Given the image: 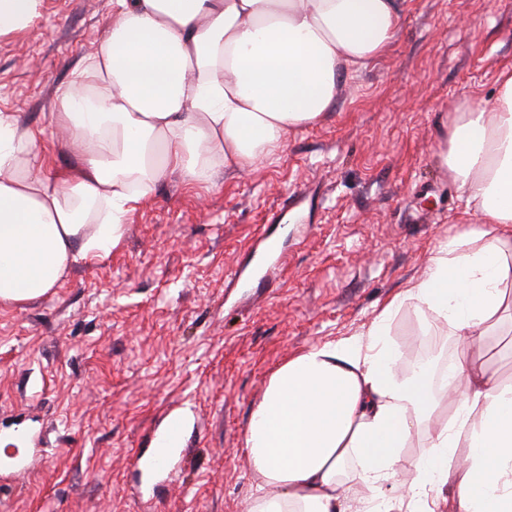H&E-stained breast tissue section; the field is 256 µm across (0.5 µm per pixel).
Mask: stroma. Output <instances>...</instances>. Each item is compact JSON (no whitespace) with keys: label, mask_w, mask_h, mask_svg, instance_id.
<instances>
[{"label":"stroma","mask_w":512,"mask_h":512,"mask_svg":"<svg viewBox=\"0 0 512 512\" xmlns=\"http://www.w3.org/2000/svg\"><path fill=\"white\" fill-rule=\"evenodd\" d=\"M112 24V0H41L0 34V113L42 132L54 165L77 155L48 116ZM512 66V0H408L386 53L347 79L325 118L274 161L214 185L178 176L126 218L119 247L74 264L40 299L0 306V512H242L244 444L271 373L307 348L365 332L424 276L439 241L477 230L442 170L438 126L492 99ZM480 348L512 385V280ZM414 305L388 324L406 358L431 337L434 371L460 351ZM186 413L180 454L131 466Z\"/></svg>","instance_id":"stroma-1"}]
</instances>
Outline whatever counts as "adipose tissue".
Returning a JSON list of instances; mask_svg holds the SVG:
<instances>
[{"mask_svg": "<svg viewBox=\"0 0 512 512\" xmlns=\"http://www.w3.org/2000/svg\"><path fill=\"white\" fill-rule=\"evenodd\" d=\"M107 37L50 114L83 150L51 170L34 129L0 113V304L46 295L111 253L125 219L170 174L246 173L320 122L342 80L382 55L401 0H115ZM439 162L482 229L441 241L425 276L367 332L296 354L270 376L245 431L243 512H512V386L468 357L512 279V67L492 100L445 125ZM412 302L463 350L447 384L387 339ZM452 420L437 418L443 400ZM427 450H404L416 430ZM368 497L359 499L358 488Z\"/></svg>", "mask_w": 512, "mask_h": 512, "instance_id": "ef3b65f1", "label": "adipose tissue"}]
</instances>
